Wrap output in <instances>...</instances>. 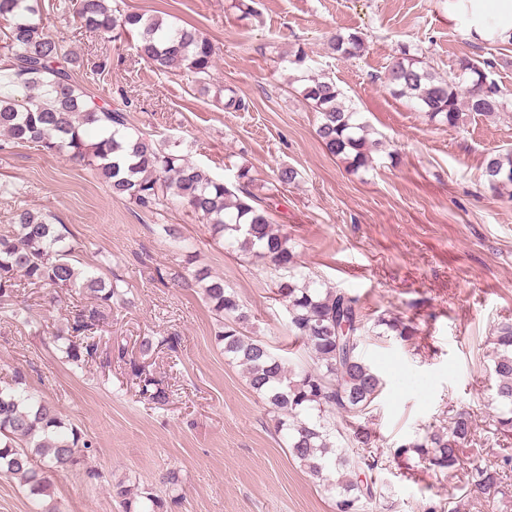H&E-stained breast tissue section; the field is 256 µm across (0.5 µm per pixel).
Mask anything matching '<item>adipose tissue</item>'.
<instances>
[{
  "mask_svg": "<svg viewBox=\"0 0 512 512\" xmlns=\"http://www.w3.org/2000/svg\"><path fill=\"white\" fill-rule=\"evenodd\" d=\"M453 10L473 40L512 39V0H453Z\"/></svg>",
  "mask_w": 512,
  "mask_h": 512,
  "instance_id": "1",
  "label": "adipose tissue"
}]
</instances>
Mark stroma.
I'll list each match as a JSON object with an SVG mask.
<instances>
[{"label":"stroma","instance_id":"obj_1","mask_svg":"<svg viewBox=\"0 0 512 512\" xmlns=\"http://www.w3.org/2000/svg\"><path fill=\"white\" fill-rule=\"evenodd\" d=\"M112 0L120 13L138 12L200 29L216 50L210 89L189 72L164 74L138 58L136 36L124 29L99 35L81 29L79 0H41L52 34L63 36L77 62L73 77L98 102L126 113L131 128L156 141L180 142L192 161L233 183L250 168L252 190L271 198V217L290 236L298 262L325 288L356 294L369 320L388 314L413 322L416 334L373 336L365 356L385 386L362 423L377 436L373 449L384 497L376 512H424L437 504L440 478L423 467L401 469L391 452L470 413L482 433L469 457L493 459L495 385L492 332L512 322V202L483 184L486 153L512 149V112L468 114L448 128L430 123L382 83L400 47H410L447 78L462 59L492 60V77L512 91V45L476 43L448 18V0ZM362 32L360 58L336 59L327 49L336 32ZM304 48L307 64L329 75L384 145L372 166L351 172L316 134L318 115L304 101L300 71L288 53ZM232 89L240 109L225 108L217 89ZM298 182L270 192L278 168ZM22 190L0 196V229L12 212L48 211L77 246V267L120 278L124 304L108 309L100 348H125L146 371L172 384L162 407L148 408L125 363L75 367L56 339L77 310L91 307L76 288L56 292L19 281L0 298V381L23 373L54 403L66 423L92 441L86 470L54 476L55 512H123L112 497L118 481L168 496V512H336L291 456L286 438L249 388L242 366L215 338L216 316L201 290L173 284L172 272L207 267L223 277L253 322V334L291 362L306 361L276 301V273L263 261L225 248L199 216L175 198L144 209L113 197L107 184L74 162L36 149H0V183ZM172 224L177 237L164 225ZM29 312L38 330L14 320ZM177 335L170 366L165 348L141 355L142 338ZM177 470L181 486L162 482Z\"/></svg>","mask_w":512,"mask_h":512}]
</instances>
